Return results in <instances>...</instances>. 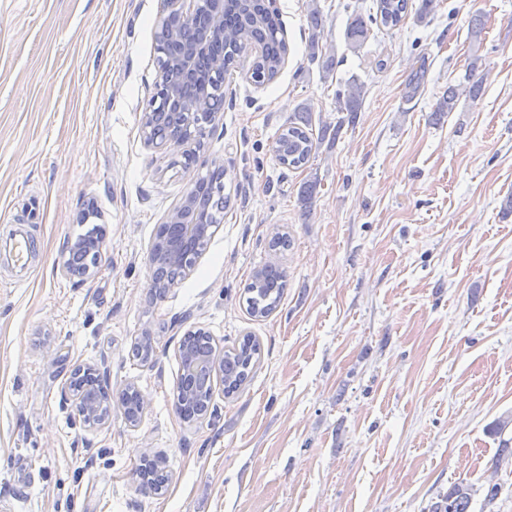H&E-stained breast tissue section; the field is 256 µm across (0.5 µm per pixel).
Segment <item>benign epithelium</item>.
Segmentation results:
<instances>
[{"instance_id": "1", "label": "benign epithelium", "mask_w": 512, "mask_h": 512, "mask_svg": "<svg viewBox=\"0 0 512 512\" xmlns=\"http://www.w3.org/2000/svg\"><path fill=\"white\" fill-rule=\"evenodd\" d=\"M162 4L156 40L165 51L142 122L144 144L201 147L224 108V62L211 58V46L224 37V10L230 0H162ZM203 193L200 184L192 182L181 205L169 215L166 231L149 254L154 268L195 260L186 248L197 237L209 235L211 228ZM81 249L77 241L66 243L61 253L66 274L86 275L77 266ZM76 404L86 425L101 428L109 423L112 408L102 409L95 397L78 396Z\"/></svg>"}]
</instances>
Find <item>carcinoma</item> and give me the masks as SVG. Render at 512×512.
<instances>
[{"instance_id":"obj_1","label":"carcinoma","mask_w":512,"mask_h":512,"mask_svg":"<svg viewBox=\"0 0 512 512\" xmlns=\"http://www.w3.org/2000/svg\"><path fill=\"white\" fill-rule=\"evenodd\" d=\"M376 6V16L367 19L356 16L349 22L346 41L350 47H357L369 37L373 23L389 29L399 26L412 8L410 0H376ZM307 19L310 32L309 58L313 62H319L323 72L329 73L335 65V56L323 53V48L319 45L323 22L318 7H310ZM281 31L279 16L265 12L259 0H242L234 12L224 17V62L227 63L224 72L230 71V66L233 65L238 54L240 42L245 38H251L266 44L265 55L253 61L252 75L269 81L274 79L278 74L283 48L282 40L279 38ZM482 67V55L475 50L470 55L465 69L466 85L448 84V89L442 94L437 105L438 115L456 110L460 91L463 90L472 96L482 92ZM364 95L365 85L357 78L349 80L344 89L336 92V108L339 112L347 113L345 121L355 123ZM339 130L341 127L338 126L336 132L329 135L327 129L322 128L318 134H313L311 108L304 104L276 136L274 147L276 158L284 166L294 169L305 168L315 155L317 147L329 136L337 138ZM201 180L208 181V193L212 197L207 221L210 224H218L224 217L222 186L213 182V176L209 173L202 176ZM285 288V274L277 263L268 262L254 270L244 288L248 314L255 318L270 316L281 304ZM181 343L201 350L214 349L213 338L208 334L189 333L183 336ZM223 351L222 385L224 397L229 399L250 381L251 374L261 358V345L256 337L246 334L234 344L224 347ZM153 353L154 348L148 336L139 337L133 345V357L143 362L148 361ZM213 396L212 379L204 380L186 371L180 374L177 399L183 402L189 420H195L199 413L206 411ZM118 400L123 408L125 419L133 423L139 421L141 415L139 391L135 386L130 384L122 389ZM136 473L141 479L142 486L154 493L159 494L166 489L169 475L157 457L141 456ZM476 492L477 489L470 483H456L430 506L429 512H470Z\"/></svg>"}]
</instances>
